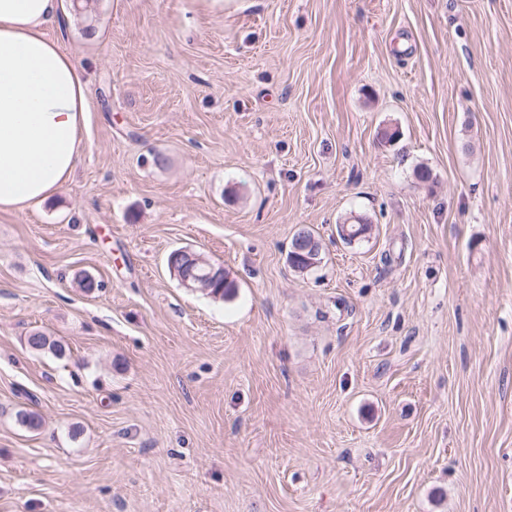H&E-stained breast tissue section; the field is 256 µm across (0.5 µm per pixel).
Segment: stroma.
<instances>
[{
  "mask_svg": "<svg viewBox=\"0 0 512 512\" xmlns=\"http://www.w3.org/2000/svg\"><path fill=\"white\" fill-rule=\"evenodd\" d=\"M63 5L85 150L0 214V512H512V0ZM301 231H306L309 235H312V233L309 230L301 229L296 234L300 233ZM295 234V235H296ZM295 235L293 236L291 243L293 242L292 246V253L289 255L290 263L293 262H301V263H311L312 267L317 266L321 261V249L318 250L317 247H314L313 243H311L308 239V237L297 236L295 239ZM294 239V241H293ZM191 256H192L193 259H195L196 262L191 264V268L188 271H185V270L179 271V270L176 269V267L174 265H170V263L176 264L178 267H182L184 265H187L188 261L185 258H180L177 255H174V251L171 252L169 257H168V263H169V266L172 269V274L174 276L178 277V279L180 280V283L184 287L190 288L192 290H197L198 289V290L204 291V292L207 291L205 288H210L209 292H206V294L211 295V296H213L215 298L219 297V292L221 290H223V294L220 296V298H224L230 292H232L233 288H235V285H234L233 282H230V285H229V286H231L233 288H220L221 285L223 286V281L222 282L221 281L218 282V287L212 288V284H214L217 281V280L213 279L212 273H209V274H206V275H198V274L206 273L208 271V268L207 269H202L201 267H196L195 273H197V274H195L194 271H193L195 266H197L199 264H206V265H208V264H210V262L205 260L203 257H201L196 252H194ZM209 277L211 279L206 280Z\"/></svg>",
  "mask_w": 512,
  "mask_h": 512,
  "instance_id": "obj_1",
  "label": "stroma"
}]
</instances>
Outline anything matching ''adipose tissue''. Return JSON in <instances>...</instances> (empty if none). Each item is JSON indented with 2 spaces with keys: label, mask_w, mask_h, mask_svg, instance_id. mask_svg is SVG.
I'll list each match as a JSON object with an SVG mask.
<instances>
[{
  "label": "adipose tissue",
  "mask_w": 512,
  "mask_h": 512,
  "mask_svg": "<svg viewBox=\"0 0 512 512\" xmlns=\"http://www.w3.org/2000/svg\"><path fill=\"white\" fill-rule=\"evenodd\" d=\"M68 20L62 0H0V212L45 201L84 153L88 86L45 33Z\"/></svg>",
  "instance_id": "adipose-tissue-1"
}]
</instances>
